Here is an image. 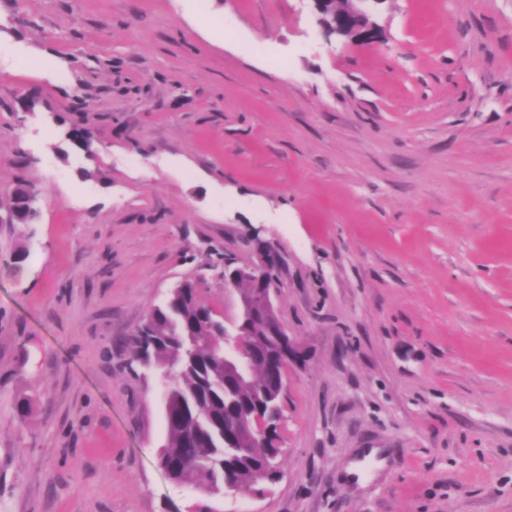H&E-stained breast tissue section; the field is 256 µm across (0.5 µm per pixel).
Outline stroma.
<instances>
[{
	"label": "stroma",
	"instance_id": "1",
	"mask_svg": "<svg viewBox=\"0 0 512 512\" xmlns=\"http://www.w3.org/2000/svg\"><path fill=\"white\" fill-rule=\"evenodd\" d=\"M371 9L0 0V512H512V0ZM263 248L282 476L207 497L118 348L185 280L235 317ZM319 23L330 34L356 45H369L378 29L371 20L369 5L376 0H312Z\"/></svg>",
	"mask_w": 512,
	"mask_h": 512
}]
</instances>
